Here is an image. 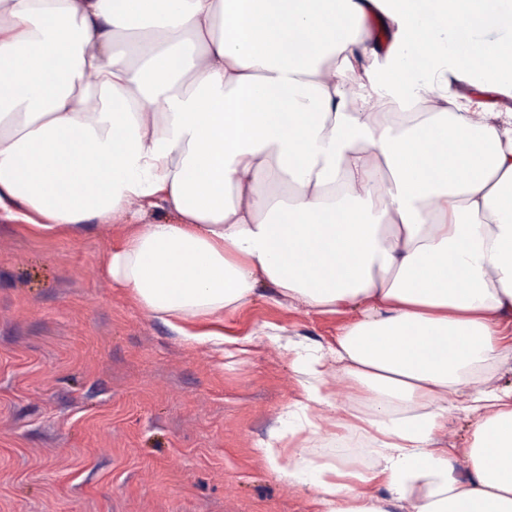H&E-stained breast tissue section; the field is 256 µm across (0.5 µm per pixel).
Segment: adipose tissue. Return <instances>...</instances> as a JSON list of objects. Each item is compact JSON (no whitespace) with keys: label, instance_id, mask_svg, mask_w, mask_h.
I'll return each instance as SVG.
<instances>
[{"label":"adipose tissue","instance_id":"1","mask_svg":"<svg viewBox=\"0 0 512 512\" xmlns=\"http://www.w3.org/2000/svg\"><path fill=\"white\" fill-rule=\"evenodd\" d=\"M0 0V209L41 231L127 216L107 271L190 344L270 287L356 311L326 352L289 342L317 431L337 368L371 464H290L321 512H512V46L463 43L512 0ZM429 32L430 43L416 30ZM166 220H159V213ZM468 481L437 448L448 393ZM376 483L384 498L353 495ZM488 83L487 79L482 73H474L466 82L457 85L458 93L467 99H480L488 104L495 105L496 107L509 106L512 108V97L503 93H480V88Z\"/></svg>","mask_w":512,"mask_h":512}]
</instances>
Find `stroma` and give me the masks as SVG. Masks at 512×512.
Instances as JSON below:
<instances>
[{"label":"stroma","instance_id":"35a3bbf8","mask_svg":"<svg viewBox=\"0 0 512 512\" xmlns=\"http://www.w3.org/2000/svg\"><path fill=\"white\" fill-rule=\"evenodd\" d=\"M120 222L44 233L0 213V512H320L261 448L347 455L354 395L336 375L318 433L286 342H334L352 312L258 296L224 317L223 350L186 345L106 273Z\"/></svg>","mask_w":512,"mask_h":512}]
</instances>
